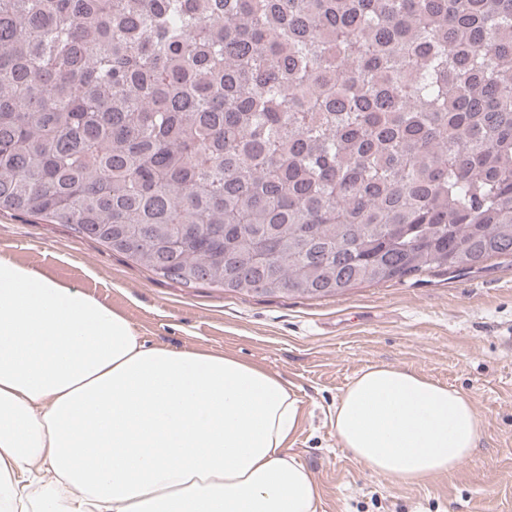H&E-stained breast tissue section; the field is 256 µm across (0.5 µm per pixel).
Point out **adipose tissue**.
I'll return each instance as SVG.
<instances>
[{
	"instance_id": "1",
	"label": "adipose tissue",
	"mask_w": 512,
	"mask_h": 512,
	"mask_svg": "<svg viewBox=\"0 0 512 512\" xmlns=\"http://www.w3.org/2000/svg\"><path fill=\"white\" fill-rule=\"evenodd\" d=\"M297 424L280 376L145 345L104 301L0 257V512H317ZM333 424L355 461L408 486L455 472L481 434L468 397L382 364Z\"/></svg>"
}]
</instances>
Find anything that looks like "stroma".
<instances>
[{
    "label": "stroma",
    "instance_id": "stroma-1",
    "mask_svg": "<svg viewBox=\"0 0 512 512\" xmlns=\"http://www.w3.org/2000/svg\"><path fill=\"white\" fill-rule=\"evenodd\" d=\"M0 256L95 295L146 343L225 352L287 379L300 410L290 448L318 486V512H512V260L332 297H241L182 287L64 225L14 212L0 213ZM374 364L411 368L467 395L481 422L472 459L418 486L352 459L332 412Z\"/></svg>",
    "mask_w": 512,
    "mask_h": 512
}]
</instances>
